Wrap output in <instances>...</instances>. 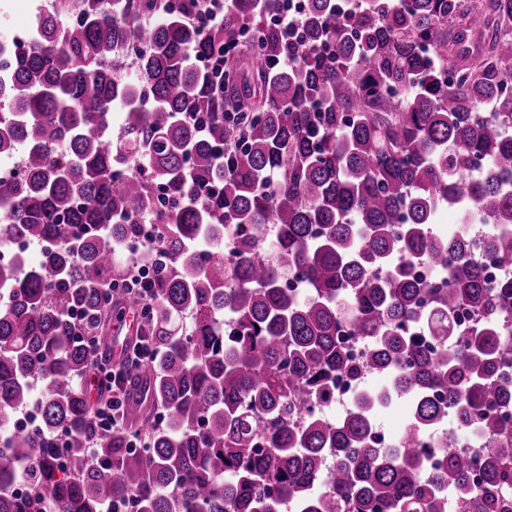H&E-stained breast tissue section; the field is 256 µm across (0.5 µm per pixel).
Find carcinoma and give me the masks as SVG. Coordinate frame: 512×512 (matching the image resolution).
<instances>
[{"instance_id": "carcinoma-1", "label": "carcinoma", "mask_w": 512, "mask_h": 512, "mask_svg": "<svg viewBox=\"0 0 512 512\" xmlns=\"http://www.w3.org/2000/svg\"><path fill=\"white\" fill-rule=\"evenodd\" d=\"M308 2L296 39L270 22L277 0H232L217 22L201 0H51L0 40V159L21 169L0 174V512H448L447 490L459 512H512L495 410L512 398V278L487 286L466 242L435 231L444 209L489 224L483 256L512 267V0ZM145 223L163 254L143 280L158 355L130 381L161 420L142 418L133 449L94 425L97 355L76 336L112 321L102 290ZM338 375L385 384L331 421ZM394 400L407 419L380 448ZM28 408L34 432L14 427ZM450 416L490 453L422 446ZM22 477L29 495H10ZM406 417V410L403 403H393L376 417V423L394 439L399 434ZM381 428L374 429L376 444L383 448H390L392 439Z\"/></svg>"}]
</instances>
